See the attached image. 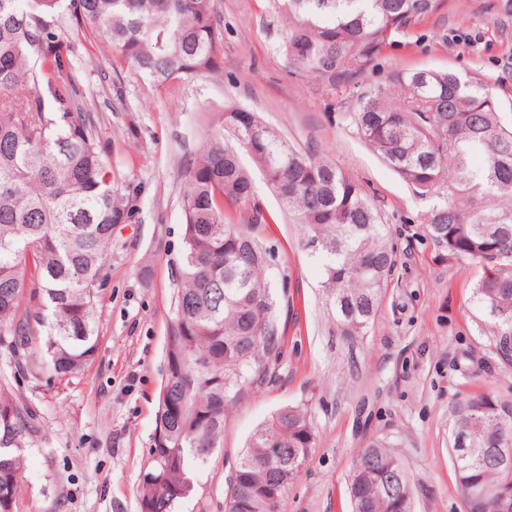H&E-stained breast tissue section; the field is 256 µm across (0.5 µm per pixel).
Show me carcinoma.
Returning <instances> with one entry per match:
<instances>
[{"mask_svg": "<svg viewBox=\"0 0 512 512\" xmlns=\"http://www.w3.org/2000/svg\"><path fill=\"white\" fill-rule=\"evenodd\" d=\"M286 22L288 62L324 84L362 73L395 38L452 0H272ZM104 37L112 65L166 83L222 73L214 0H0V344L36 379L77 373L98 346L96 301L112 232L134 211L111 174L73 71L74 43L57 20ZM359 138L415 192L434 199L428 234L448 256L493 265L478 294L512 341V125L489 84L445 70L397 72L362 93ZM279 209L319 241L323 295L348 344L373 324L396 253L381 211L355 180L306 153L246 108L224 109L181 172L184 233L167 373L140 505L174 512L192 474L224 448L237 398L262 382L280 349L267 250L244 230L275 224L261 209L241 153ZM450 447L465 512H512V398L482 393L451 403ZM35 413L0 390V512H16ZM465 447L455 446V436ZM317 437L303 405L284 406L249 437L225 501L280 512ZM350 512H413V481L382 440L358 455Z\"/></svg>", "mask_w": 512, "mask_h": 512, "instance_id": "obj_1", "label": "carcinoma"}]
</instances>
